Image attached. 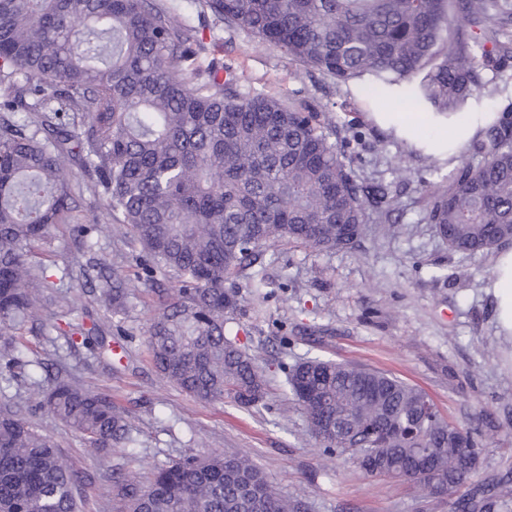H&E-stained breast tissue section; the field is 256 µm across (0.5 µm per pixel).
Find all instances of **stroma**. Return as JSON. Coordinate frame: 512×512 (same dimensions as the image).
<instances>
[{
	"mask_svg": "<svg viewBox=\"0 0 512 512\" xmlns=\"http://www.w3.org/2000/svg\"><path fill=\"white\" fill-rule=\"evenodd\" d=\"M151 2L177 6L203 29L207 50L243 76L250 92L287 103L302 100L328 114L336 143L359 179L390 185L398 220L388 233L383 218L371 215L364 237L348 251L273 246L252 275L225 281L243 299L232 325L236 341L257 355L266 382L262 402L250 410L229 398L196 401L161 375L147 349L158 307L146 290L131 299L120 331L112 335L125 346L122 360L27 335L28 359L64 362L85 387L111 390L138 439L137 447L93 456L47 411H30V419L88 475L84 512H125L98 478L107 465L120 464L123 473L144 483L163 464L220 453L249 455L303 512H451L447 498L406 481L368 476L349 455L324 464V447L307 434L287 384L289 368L314 357L363 364L421 389L446 420L471 431L481 450L478 479L494 487L493 512H512V335L497 320L499 252H451L426 218V181L448 175L459 156L438 147L431 125L419 124L416 135L406 136L395 115L366 99L362 81L336 80L259 44L246 30L216 27L195 0ZM431 155L434 173L428 170ZM72 173L75 209L70 223L51 229L56 257L47 275L55 282L64 266H77L75 224L101 225L95 240L102 261L135 273L129 227L110 221L93 192V175L77 167Z\"/></svg>",
	"mask_w": 512,
	"mask_h": 512,
	"instance_id": "stroma-1",
	"label": "stroma"
}]
</instances>
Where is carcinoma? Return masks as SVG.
Instances as JSON below:
<instances>
[{"instance_id": "cac0c4a2", "label": "carcinoma", "mask_w": 512, "mask_h": 512, "mask_svg": "<svg viewBox=\"0 0 512 512\" xmlns=\"http://www.w3.org/2000/svg\"><path fill=\"white\" fill-rule=\"evenodd\" d=\"M291 60L340 81H364L365 97L390 110L405 100L455 118L512 60V0H199ZM199 30L174 7L147 0H0V360L37 390L36 406L93 452L134 448L112 395L69 380L58 366L38 378L20 338L50 329L70 348L93 346L97 323L81 296L61 293L35 251L51 245L75 198L65 161L95 176L113 222L131 229L139 271L101 267L94 227L80 225V273L107 322L126 314L135 288H155L160 311L147 347L158 371L201 402L264 398L256 357L229 337L240 299L224 281L279 242L327 252L353 248L367 210L388 218L391 191L358 181L331 120L303 103L244 89L224 60L201 59ZM428 220L453 252L512 243V102L497 110L460 166L427 183ZM61 310L64 323L42 313ZM288 385L326 458L351 453L369 475L434 479L465 489L454 512H473L491 488L474 483L480 456L469 430L447 423L426 394L382 371L308 359ZM29 402H0V512H81L88 476L24 417ZM126 512H300L244 454L188 456L146 485L108 477Z\"/></svg>"}]
</instances>
